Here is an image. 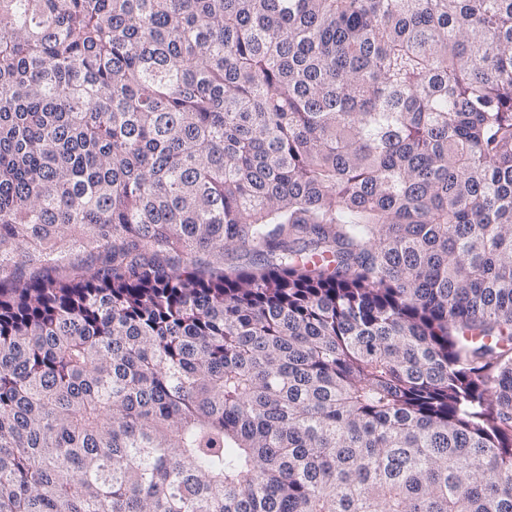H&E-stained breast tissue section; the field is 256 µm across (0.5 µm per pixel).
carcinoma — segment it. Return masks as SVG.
Returning <instances> with one entry per match:
<instances>
[{"instance_id": "1", "label": "carcinoma", "mask_w": 512, "mask_h": 512, "mask_svg": "<svg viewBox=\"0 0 512 512\" xmlns=\"http://www.w3.org/2000/svg\"><path fill=\"white\" fill-rule=\"evenodd\" d=\"M0 512H512V0H0Z\"/></svg>"}]
</instances>
